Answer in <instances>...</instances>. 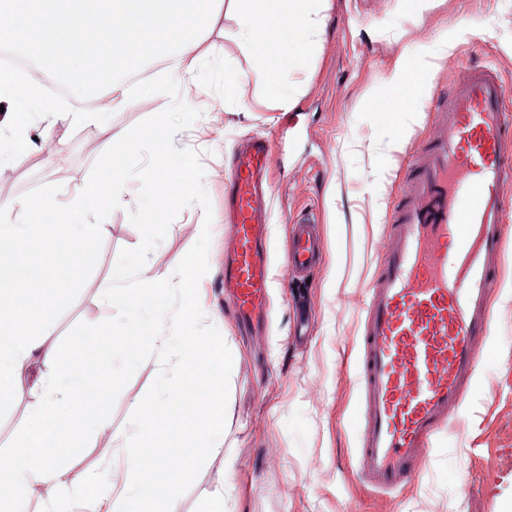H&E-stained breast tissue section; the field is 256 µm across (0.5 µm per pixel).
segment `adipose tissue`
Listing matches in <instances>:
<instances>
[{
    "label": "adipose tissue",
    "instance_id": "adipose-tissue-1",
    "mask_svg": "<svg viewBox=\"0 0 512 512\" xmlns=\"http://www.w3.org/2000/svg\"><path fill=\"white\" fill-rule=\"evenodd\" d=\"M302 2L291 0L283 21L288 52L299 63L322 35L321 19L304 11ZM223 11L224 0H0V48L55 71L77 99L105 87L115 109L135 103L129 82L118 75V65L129 53L149 63L167 61L172 82L184 88L178 103L182 120L191 123L197 118L195 99L203 92L199 72L218 52L204 38ZM31 109L50 116L43 129L47 135L59 122L104 121L100 110L63 111L44 98L39 83L1 70L0 129L12 130L23 152L33 141L27 117ZM197 279L187 258L178 256L137 289L156 292L174 283L185 295L193 292ZM22 315L18 304L0 300V405L24 392L33 399L31 429L10 452L0 454V512H18L37 488L46 512H99L104 502L108 512H155L161 489L169 501H177L179 477L201 455L223 449L224 379L232 363L209 337L198 333L192 306L183 305L173 316L159 313L152 341L158 363L172 366L188 387L180 395L184 411L201 417L194 445L146 453L134 447V435L113 437L114 446L123 451L126 479L120 491L100 496L87 495L95 479L73 466L81 437H95L103 429L94 408L99 374L73 366L66 352L50 342L48 332L31 335L11 328V321Z\"/></svg>",
    "mask_w": 512,
    "mask_h": 512
}]
</instances>
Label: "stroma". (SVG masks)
<instances>
[{
	"instance_id": "obj_1",
	"label": "stroma",
	"mask_w": 512,
	"mask_h": 512,
	"mask_svg": "<svg viewBox=\"0 0 512 512\" xmlns=\"http://www.w3.org/2000/svg\"><path fill=\"white\" fill-rule=\"evenodd\" d=\"M278 17L259 8L263 39L238 38L235 6L211 39L220 52L207 68L202 115L179 132L176 147L201 154L213 220L209 270L199 282L206 323L221 332L235 360L224 386V450L201 456L182 480L178 512H205L208 497L224 490L226 512H512V186L500 287L493 295L494 351L478 363V380L466 410L435 440L420 474L404 488L378 491L355 480V436L349 428L358 401L355 356L358 315L367 286L388 246L387 219L401 194L406 166L417 145L431 137L428 105L443 97L470 65L494 67L512 84V0H325L324 33L303 66L281 64L284 32ZM430 64L421 86L423 108L397 129L383 105L399 63ZM277 72L278 84L268 75ZM237 76L234 95L224 78ZM291 99L281 104L276 86ZM169 100L153 95L132 108L108 110L107 125L63 126L62 153L33 149L0 169V202L44 186L58 187V202L85 186L106 139H120L161 112ZM254 137L271 141L270 252L275 283L270 323L247 334L224 299V181L238 146ZM139 184L126 183L120 207L103 222V243L91 274L99 290L80 291L52 326V339L74 363L87 359L77 346L97 337L109 356L97 401L104 431L138 427V447L178 448L189 439L182 408L165 414L133 409L134 397H154L161 385L178 390L170 367L154 348L131 335L128 321L106 303L119 253L137 247L140 232L128 213ZM314 218L323 240L320 262L307 276L285 272L292 223ZM200 206L181 211L146 266H168L199 238ZM30 425L29 400L0 408V453ZM468 447L469 455L458 452Z\"/></svg>"
}]
</instances>
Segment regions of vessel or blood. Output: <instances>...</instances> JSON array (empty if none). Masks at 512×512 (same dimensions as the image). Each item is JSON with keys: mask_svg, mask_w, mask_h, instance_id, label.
Segmentation results:
<instances>
[{"mask_svg": "<svg viewBox=\"0 0 512 512\" xmlns=\"http://www.w3.org/2000/svg\"><path fill=\"white\" fill-rule=\"evenodd\" d=\"M512 97L491 67L464 68L436 114L430 139L405 172L388 217L389 242L361 310L359 401L352 414L360 481L407 485L435 435L465 404L492 348L489 297L504 251L503 188L512 183ZM265 142L248 146L224 199L233 212L224 286L239 317L261 318L270 285ZM315 222L299 220L289 270L315 260Z\"/></svg>", "mask_w": 512, "mask_h": 512, "instance_id": "obj_1", "label": "vessel or blood"}]
</instances>
